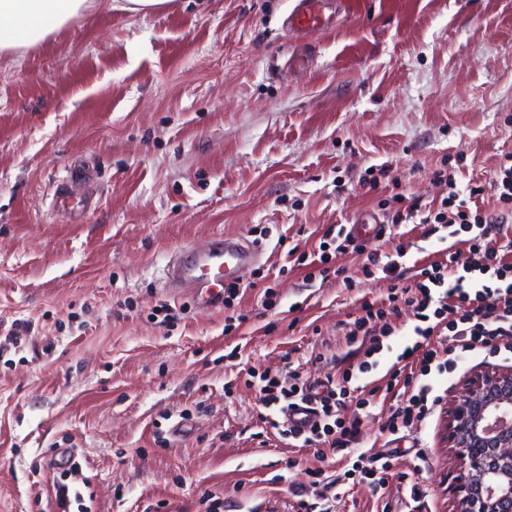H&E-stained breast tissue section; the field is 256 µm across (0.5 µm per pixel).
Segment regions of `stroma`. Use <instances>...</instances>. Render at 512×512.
I'll return each instance as SVG.
<instances>
[{"label":"stroma","instance_id":"35a3bbf8","mask_svg":"<svg viewBox=\"0 0 512 512\" xmlns=\"http://www.w3.org/2000/svg\"><path fill=\"white\" fill-rule=\"evenodd\" d=\"M298 0H170L131 14L113 0L21 55L0 56V512H293L312 450L264 434L248 368L324 378L353 351L343 324L385 297L364 254L339 262L353 287L274 266L279 235L356 223L439 199L443 162L457 185H488L512 152V0H345L334 26L285 31ZM389 164L370 188L368 167ZM81 199L54 208L57 185ZM402 193L392 202L393 193ZM236 235L262 245L243 269L250 320L225 334L224 309L171 294L179 248ZM406 266L435 259L437 236L398 235ZM276 288L277 311L260 305ZM170 304L177 317L160 322ZM401 314L365 380L414 341ZM512 355H465L431 376L442 397L395 446L428 512H452L461 476L448 407L472 375ZM188 430L174 435L172 427ZM426 461L416 465V448ZM78 451L79 474L48 469ZM333 468V460L321 463Z\"/></svg>","mask_w":512,"mask_h":512}]
</instances>
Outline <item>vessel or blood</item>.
I'll use <instances>...</instances> for the list:
<instances>
[{"mask_svg": "<svg viewBox=\"0 0 512 512\" xmlns=\"http://www.w3.org/2000/svg\"><path fill=\"white\" fill-rule=\"evenodd\" d=\"M341 0H299L288 17L287 29L308 33L326 29L327 13ZM261 250L240 237H219L205 246H188L175 253L169 262V288L192 299L196 308L206 309L224 299V283L237 280L243 268L257 262Z\"/></svg>", "mask_w": 512, "mask_h": 512, "instance_id": "vessel-or-blood-1", "label": "vessel or blood"}]
</instances>
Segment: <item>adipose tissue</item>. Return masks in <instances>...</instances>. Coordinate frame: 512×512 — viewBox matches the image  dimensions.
<instances>
[{"label": "adipose tissue", "mask_w": 512, "mask_h": 512, "mask_svg": "<svg viewBox=\"0 0 512 512\" xmlns=\"http://www.w3.org/2000/svg\"><path fill=\"white\" fill-rule=\"evenodd\" d=\"M95 4L96 0H0V54L41 43Z\"/></svg>", "instance_id": "obj_1"}]
</instances>
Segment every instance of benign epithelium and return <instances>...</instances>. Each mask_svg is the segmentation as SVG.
I'll list each match as a JSON object with an SVG mask.
<instances>
[{"mask_svg":"<svg viewBox=\"0 0 512 512\" xmlns=\"http://www.w3.org/2000/svg\"><path fill=\"white\" fill-rule=\"evenodd\" d=\"M463 482L454 512H512V369L478 373L448 410Z\"/></svg>","mask_w":512,"mask_h":512,"instance_id":"1","label":"benign epithelium"}]
</instances>
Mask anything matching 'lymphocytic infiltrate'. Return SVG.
Instances as JSON below:
<instances>
[{
	"instance_id": "obj_1",
	"label": "lymphocytic infiltrate",
	"mask_w": 512,
	"mask_h": 512,
	"mask_svg": "<svg viewBox=\"0 0 512 512\" xmlns=\"http://www.w3.org/2000/svg\"><path fill=\"white\" fill-rule=\"evenodd\" d=\"M434 176L443 193L439 204L428 208L420 219L424 233L450 230L452 237L461 238L464 249H443L439 259L425 263L408 285L402 282L407 273L401 264L404 247H396L392 258L377 249L367 254L364 273L382 271L395 285L386 299L363 303L359 315L347 324L348 342L365 347L363 361L341 367L323 381L296 371L283 381L270 371L247 369L262 408L275 414L271 427L292 447L312 449L319 459L356 448L361 421L341 415L350 399L362 410L387 405L384 428L389 434L418 430L441 401L426 376L446 372L465 353L512 352V241L498 243L501 226L497 217L470 213L468 202L483 195L482 186L470 187L464 196L453 172L441 168ZM352 244L349 233L341 228L330 240L320 241L315 250L298 254L296 261L306 268L307 279L339 277L346 269L333 260L346 254ZM403 308L416 321L415 342L388 368L385 384L353 385L355 374L367 373L369 359L380 350L382 338L391 336V315ZM299 401L314 405L315 420L306 431L287 427L282 418L284 410ZM359 458L349 474L366 482L372 494H379L390 477L408 478L407 473L395 472L394 451H365ZM309 476L308 484L292 491L297 512H332L341 477L325 476L319 468L310 469Z\"/></svg>"
}]
</instances>
